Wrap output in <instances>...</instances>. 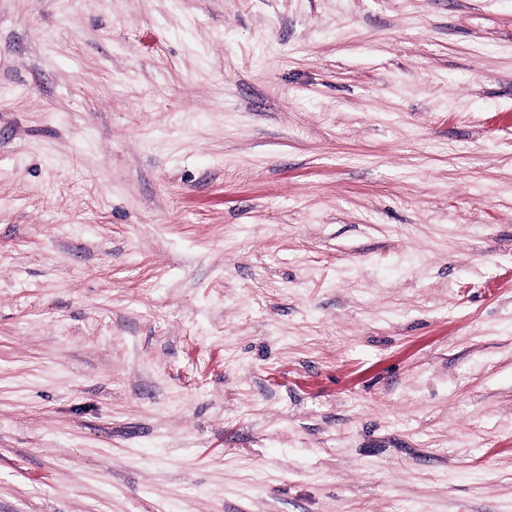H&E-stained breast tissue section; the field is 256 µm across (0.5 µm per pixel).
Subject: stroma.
I'll return each mask as SVG.
<instances>
[{
  "label": "stroma",
  "mask_w": 512,
  "mask_h": 512,
  "mask_svg": "<svg viewBox=\"0 0 512 512\" xmlns=\"http://www.w3.org/2000/svg\"><path fill=\"white\" fill-rule=\"evenodd\" d=\"M0 512H512V0H0Z\"/></svg>",
  "instance_id": "stroma-1"
}]
</instances>
